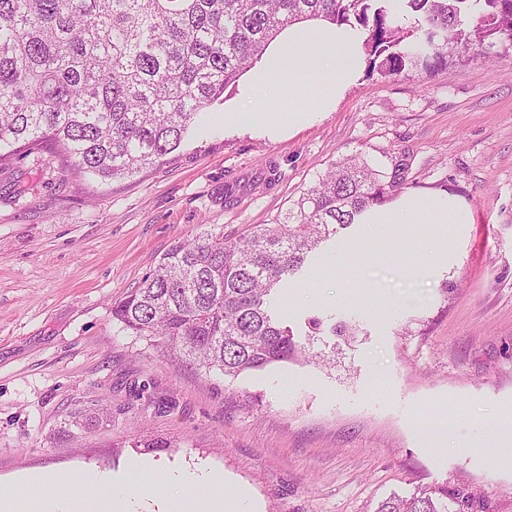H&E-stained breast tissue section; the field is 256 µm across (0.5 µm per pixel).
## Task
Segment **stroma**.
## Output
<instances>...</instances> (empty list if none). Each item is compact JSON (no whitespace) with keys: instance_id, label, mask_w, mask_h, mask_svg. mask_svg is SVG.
Returning <instances> with one entry per match:
<instances>
[{"instance_id":"obj_1","label":"stroma","mask_w":512,"mask_h":512,"mask_svg":"<svg viewBox=\"0 0 512 512\" xmlns=\"http://www.w3.org/2000/svg\"><path fill=\"white\" fill-rule=\"evenodd\" d=\"M241 91L123 179L72 173L49 146L0 166V484L141 457L156 465L146 504L167 496L168 468L205 465L261 512H376L462 482L512 512V447L497 444L512 421V49L450 71L361 69L333 111L293 129L251 125ZM352 156L401 173L394 199L446 192L467 221L396 225V247L447 252L426 275L325 267L363 252L360 225L330 236L283 289L311 291L281 309L313 360L227 379L113 320L175 241L275 223ZM340 323L354 336L332 334Z\"/></svg>"}]
</instances>
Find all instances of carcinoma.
<instances>
[{
    "label": "carcinoma",
    "mask_w": 512,
    "mask_h": 512,
    "mask_svg": "<svg viewBox=\"0 0 512 512\" xmlns=\"http://www.w3.org/2000/svg\"><path fill=\"white\" fill-rule=\"evenodd\" d=\"M313 19L360 30L369 70L385 76L446 69L462 50L512 38V0H0V163L49 143L85 174L132 175L177 149L283 28ZM398 186L339 164L276 224L176 241L112 317L226 378L296 360L305 347L274 290ZM377 512L486 505L438 486Z\"/></svg>",
    "instance_id": "obj_1"
}]
</instances>
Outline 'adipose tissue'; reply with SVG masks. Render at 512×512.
Returning a JSON list of instances; mask_svg holds the SVG:
<instances>
[{"mask_svg":"<svg viewBox=\"0 0 512 512\" xmlns=\"http://www.w3.org/2000/svg\"><path fill=\"white\" fill-rule=\"evenodd\" d=\"M361 36L347 25L321 23L317 31L289 26L271 43L251 68L242 94L264 100V107L248 112L253 123L288 120L299 125L313 113L330 111L356 80L361 69ZM368 224H462L466 218L453 197L442 193L425 204L392 203L373 207L362 215ZM152 463L130 460L119 472H106L91 479L90 492L58 496V487L68 484L63 474L29 475L23 490L0 486V512H138L140 502L131 480L151 473ZM222 475L206 471H177L171 486L194 483L210 487L200 497L194 512H254L245 489L220 492Z\"/></svg>","mask_w":512,"mask_h":512,"instance_id":"adipose-tissue-1","label":"adipose tissue"}]
</instances>
